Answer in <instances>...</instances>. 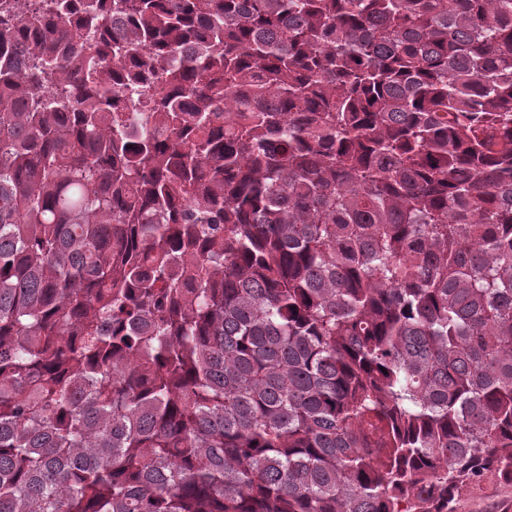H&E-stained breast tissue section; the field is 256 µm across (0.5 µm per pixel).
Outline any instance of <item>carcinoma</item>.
Returning <instances> with one entry per match:
<instances>
[{"instance_id":"cac0c4a2","label":"carcinoma","mask_w":512,"mask_h":512,"mask_svg":"<svg viewBox=\"0 0 512 512\" xmlns=\"http://www.w3.org/2000/svg\"><path fill=\"white\" fill-rule=\"evenodd\" d=\"M489 481L512 0H0V512Z\"/></svg>"}]
</instances>
